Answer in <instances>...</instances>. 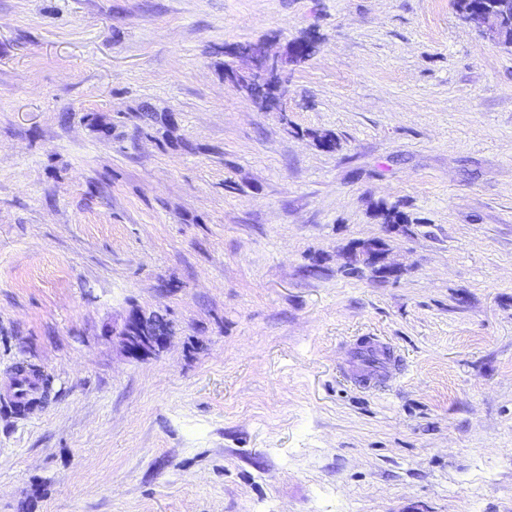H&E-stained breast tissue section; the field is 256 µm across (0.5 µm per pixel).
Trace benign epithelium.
Returning <instances> with one entry per match:
<instances>
[{"mask_svg": "<svg viewBox=\"0 0 512 512\" xmlns=\"http://www.w3.org/2000/svg\"><path fill=\"white\" fill-rule=\"evenodd\" d=\"M465 22L474 30L493 38L497 29V20L488 14H474L465 18ZM232 55L249 62V67L240 70L227 65L224 79L232 82L241 92L247 94L255 86L268 89V101L275 102L288 92V77L295 66L307 59L299 53L296 43H291L281 54L269 52L263 41H251L238 44ZM386 244L380 239H372L354 245L347 258L358 256L371 266L381 270V278L389 279L397 275L398 266L387 262ZM112 335L118 337L123 347L133 357L155 354L165 348L170 340L169 332L152 324L144 312L132 311L119 327H112Z\"/></svg>", "mask_w": 512, "mask_h": 512, "instance_id": "1", "label": "benign epithelium"}]
</instances>
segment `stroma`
Listing matches in <instances>:
<instances>
[{"instance_id": "obj_1", "label": "stroma", "mask_w": 512, "mask_h": 512, "mask_svg": "<svg viewBox=\"0 0 512 512\" xmlns=\"http://www.w3.org/2000/svg\"><path fill=\"white\" fill-rule=\"evenodd\" d=\"M307 37L277 107L225 80ZM377 238L399 276L347 274ZM133 309L162 352L106 336ZM359 336L404 374L348 384ZM17 366L0 512H512V48L453 0H0Z\"/></svg>"}]
</instances>
